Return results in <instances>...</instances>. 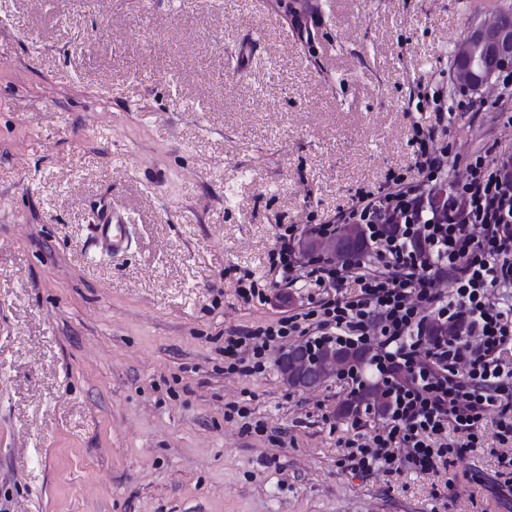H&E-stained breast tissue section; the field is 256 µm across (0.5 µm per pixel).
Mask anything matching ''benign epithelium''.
<instances>
[{
    "label": "benign epithelium",
    "mask_w": 512,
    "mask_h": 512,
    "mask_svg": "<svg viewBox=\"0 0 512 512\" xmlns=\"http://www.w3.org/2000/svg\"><path fill=\"white\" fill-rule=\"evenodd\" d=\"M508 67H512V20L501 13H490L461 45L456 81L462 86L482 89L496 71ZM275 363L285 381L290 373L302 379H311L316 374L302 342L279 352Z\"/></svg>",
    "instance_id": "obj_1"
}]
</instances>
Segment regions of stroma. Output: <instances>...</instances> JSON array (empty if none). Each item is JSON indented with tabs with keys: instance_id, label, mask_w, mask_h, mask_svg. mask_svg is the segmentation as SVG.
I'll use <instances>...</instances> for the list:
<instances>
[{
	"instance_id": "stroma-1",
	"label": "stroma",
	"mask_w": 512,
	"mask_h": 512,
	"mask_svg": "<svg viewBox=\"0 0 512 512\" xmlns=\"http://www.w3.org/2000/svg\"><path fill=\"white\" fill-rule=\"evenodd\" d=\"M0 0V512H512L497 457L360 474L351 380L243 371L229 335L335 298L271 265L281 229L415 178L448 84L453 151L512 153V94L456 49L512 0ZM130 244L93 240L99 210ZM257 283L268 302H244Z\"/></svg>"
}]
</instances>
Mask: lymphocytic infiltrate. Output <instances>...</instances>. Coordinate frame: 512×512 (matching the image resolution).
I'll return each instance as SVG.
<instances>
[{
	"label": "lymphocytic infiltrate",
	"mask_w": 512,
	"mask_h": 512,
	"mask_svg": "<svg viewBox=\"0 0 512 512\" xmlns=\"http://www.w3.org/2000/svg\"><path fill=\"white\" fill-rule=\"evenodd\" d=\"M435 139L430 129L418 141L419 180L393 178L343 213L366 226L371 263L312 260L316 284L340 296L225 347L259 356L294 334L376 343L374 365L393 380L391 413L371 444L349 449L360 473L430 471L475 451L487 431L512 441V367L501 358L512 349V156L464 158ZM460 166L464 183L445 188ZM440 279L448 293L435 288Z\"/></svg>",
	"instance_id": "obj_1"
}]
</instances>
